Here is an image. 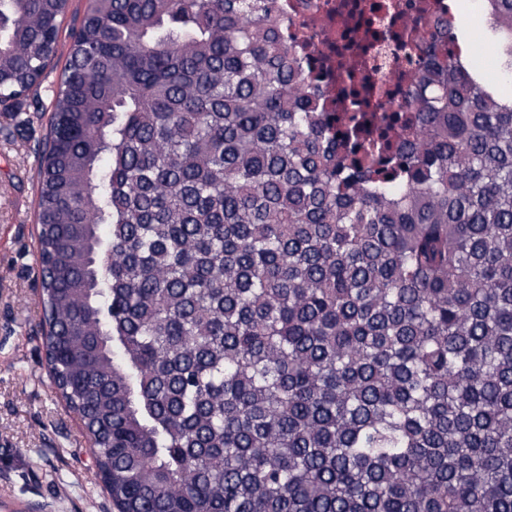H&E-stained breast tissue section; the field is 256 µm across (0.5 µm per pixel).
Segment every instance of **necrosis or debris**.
<instances>
[{
  "label": "necrosis or debris",
  "mask_w": 512,
  "mask_h": 512,
  "mask_svg": "<svg viewBox=\"0 0 512 512\" xmlns=\"http://www.w3.org/2000/svg\"><path fill=\"white\" fill-rule=\"evenodd\" d=\"M274 10L281 35L295 49L320 102L337 115L345 110L337 100L336 84L343 54L371 45L365 64L383 89L377 97L378 109L394 111L386 92L405 65L396 35L409 34L416 42H427L434 20L453 15L449 0H275Z\"/></svg>",
  "instance_id": "obj_1"
}]
</instances>
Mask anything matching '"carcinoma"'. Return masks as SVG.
<instances>
[{"label":"carcinoma","mask_w":512,"mask_h":512,"mask_svg":"<svg viewBox=\"0 0 512 512\" xmlns=\"http://www.w3.org/2000/svg\"><path fill=\"white\" fill-rule=\"evenodd\" d=\"M273 2L87 0L37 172L50 383L119 512H512V92L419 46L337 137ZM68 7L0 0V112Z\"/></svg>","instance_id":"obj_1"}]
</instances>
